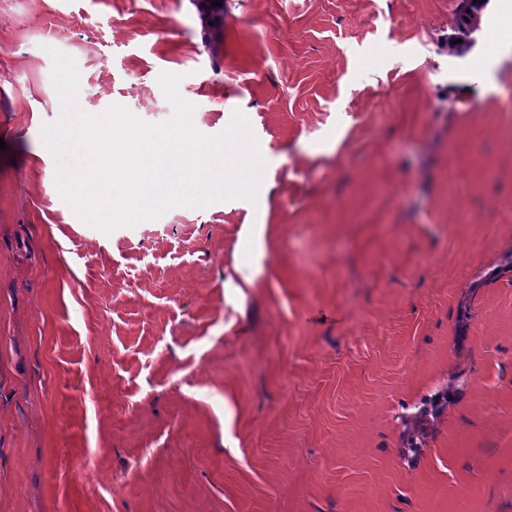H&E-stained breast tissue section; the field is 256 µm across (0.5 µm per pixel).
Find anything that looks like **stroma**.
I'll return each mask as SVG.
<instances>
[{
	"instance_id": "stroma-1",
	"label": "stroma",
	"mask_w": 512,
	"mask_h": 512,
	"mask_svg": "<svg viewBox=\"0 0 512 512\" xmlns=\"http://www.w3.org/2000/svg\"><path fill=\"white\" fill-rule=\"evenodd\" d=\"M223 6L0 0V512H512V0L460 60L456 0ZM54 49L87 114L242 113L256 200L82 221Z\"/></svg>"
}]
</instances>
